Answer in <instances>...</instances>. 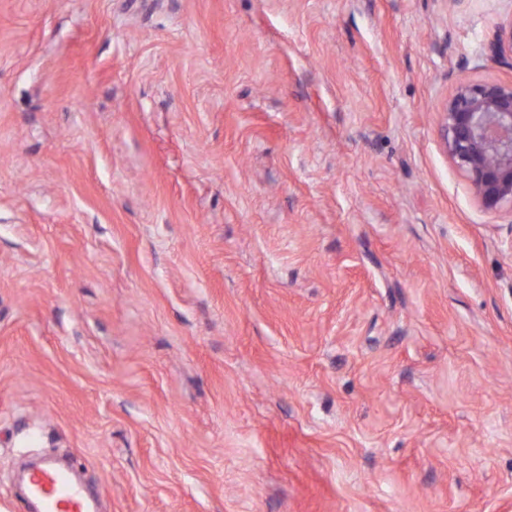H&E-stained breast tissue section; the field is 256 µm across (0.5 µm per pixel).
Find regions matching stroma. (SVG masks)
I'll use <instances>...</instances> for the list:
<instances>
[{
	"instance_id": "stroma-1",
	"label": "stroma",
	"mask_w": 512,
	"mask_h": 512,
	"mask_svg": "<svg viewBox=\"0 0 512 512\" xmlns=\"http://www.w3.org/2000/svg\"><path fill=\"white\" fill-rule=\"evenodd\" d=\"M512 0H0V512H512V211L443 144ZM28 493L38 512H98L96 501L65 470L47 467L33 471Z\"/></svg>"
}]
</instances>
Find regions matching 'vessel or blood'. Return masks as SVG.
Returning <instances> with one entry per match:
<instances>
[{
  "instance_id": "obj_1",
  "label": "vessel or blood",
  "mask_w": 512,
  "mask_h": 512,
  "mask_svg": "<svg viewBox=\"0 0 512 512\" xmlns=\"http://www.w3.org/2000/svg\"><path fill=\"white\" fill-rule=\"evenodd\" d=\"M28 493L37 512H98L97 503L74 482L67 471L47 467L35 470Z\"/></svg>"
}]
</instances>
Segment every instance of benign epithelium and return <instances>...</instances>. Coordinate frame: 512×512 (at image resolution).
<instances>
[{
	"instance_id": "obj_1",
	"label": "benign epithelium",
	"mask_w": 512,
	"mask_h": 512,
	"mask_svg": "<svg viewBox=\"0 0 512 512\" xmlns=\"http://www.w3.org/2000/svg\"><path fill=\"white\" fill-rule=\"evenodd\" d=\"M512 54V19L489 46ZM448 157L462 170L483 209H512V81L461 82L442 108Z\"/></svg>"
}]
</instances>
